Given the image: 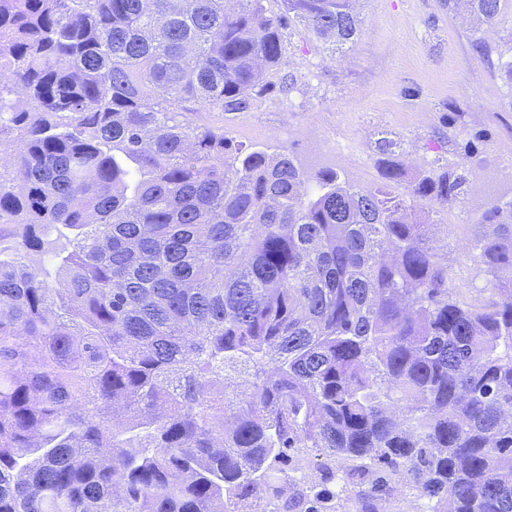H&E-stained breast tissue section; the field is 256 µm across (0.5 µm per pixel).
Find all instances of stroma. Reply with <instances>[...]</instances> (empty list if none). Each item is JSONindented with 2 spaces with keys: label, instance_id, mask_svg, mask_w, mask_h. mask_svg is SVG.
<instances>
[{
  "label": "stroma",
  "instance_id": "35a3bbf8",
  "mask_svg": "<svg viewBox=\"0 0 512 512\" xmlns=\"http://www.w3.org/2000/svg\"><path fill=\"white\" fill-rule=\"evenodd\" d=\"M354 8L361 21L354 44L338 50L304 26L284 30L283 61L268 74L267 92L248 111L202 118L223 127L232 145L271 153L285 146L306 167H332L361 187L381 182L383 137L398 141L412 169L452 164L473 150L466 194L430 211L458 257L486 204L512 197V96L472 50L480 36L512 55V0L496 28L463 5L447 13L441 0H355Z\"/></svg>",
  "mask_w": 512,
  "mask_h": 512
}]
</instances>
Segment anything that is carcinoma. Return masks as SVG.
Segmentation results:
<instances>
[{
	"mask_svg": "<svg viewBox=\"0 0 512 512\" xmlns=\"http://www.w3.org/2000/svg\"><path fill=\"white\" fill-rule=\"evenodd\" d=\"M267 2L0 0V512H512V199L468 297L424 217L466 164L384 139L357 187L191 119L249 110L295 23L360 35L350 0Z\"/></svg>",
	"mask_w": 512,
	"mask_h": 512,
	"instance_id": "obj_1",
	"label": "carcinoma"
}]
</instances>
